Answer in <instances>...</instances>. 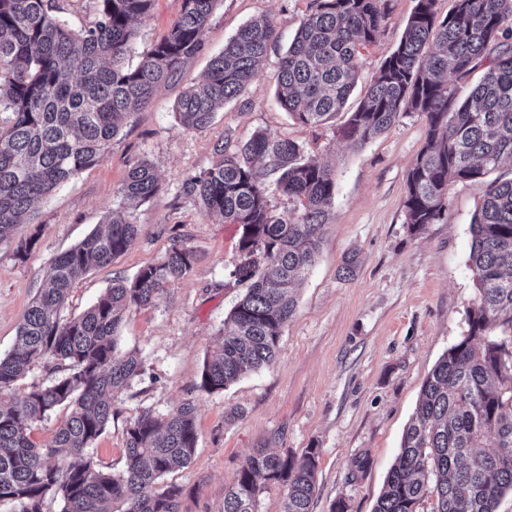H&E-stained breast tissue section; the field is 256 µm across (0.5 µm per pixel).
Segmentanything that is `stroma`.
<instances>
[{
    "label": "stroma",
    "mask_w": 512,
    "mask_h": 512,
    "mask_svg": "<svg viewBox=\"0 0 512 512\" xmlns=\"http://www.w3.org/2000/svg\"><path fill=\"white\" fill-rule=\"evenodd\" d=\"M311 0H217L205 49L156 91L124 125L104 157L34 206L31 223L0 241V357L17 344L18 328L54 258L82 241L118 208L130 167L149 159L157 193L130 215L138 233L111 264L73 285L61 315L80 316L113 280L130 279L171 247L196 254L193 270L167 285L154 305L127 312L124 350L142 372L112 402V419L91 452L118 473L126 462V428L140 413L165 414L186 401L196 406L198 443L191 463L168 474L182 495L179 512H224V489L256 449L319 452L313 512L345 498L348 512H373L399 452L422 385L439 357L467 330L465 310L476 295L468 267L470 218L483 188L448 187L444 219L410 230L403 201L408 174L426 143L424 117L410 112L383 134L353 148L341 135L345 113L312 128L292 120L276 100L278 59ZM416 0H389L374 43L360 50L355 109L371 77L400 41ZM182 0H156L135 22L130 65L161 40ZM269 17L279 41L242 94L216 113L205 132L183 129L175 104L198 81L212 56L247 21ZM258 131L298 144L305 156L334 168L336 201L322 231L315 265L297 294L275 361L221 392L200 386L207 351L221 340L224 320L243 293L228 275L238 263L240 231L208 216L183 192L184 182L211 167L216 148H235ZM33 240L27 255L21 242ZM353 273H346L348 259ZM368 466L354 473L353 461Z\"/></svg>",
    "instance_id": "stroma-1"
}]
</instances>
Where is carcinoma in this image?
I'll return each mask as SVG.
<instances>
[{
	"mask_svg": "<svg viewBox=\"0 0 512 512\" xmlns=\"http://www.w3.org/2000/svg\"><path fill=\"white\" fill-rule=\"evenodd\" d=\"M87 2L92 19L74 30L61 17L64 0H0V112L11 114L0 126V240L34 201L95 165L120 122L145 109L156 89L202 51L215 0H183L167 35L134 67L126 63L133 23L155 0ZM387 2L313 0L279 61L277 101L295 121L317 127L344 109L358 83L359 49L377 39ZM435 4L416 0L399 44L341 131L357 148L407 112L425 117L426 144L403 202L414 231L443 220L451 183H485L470 219L477 296L466 310V334L428 374L374 512H495L512 493V178L486 180L512 160V0H455L443 17ZM275 40L267 17L242 26L203 79L181 94L179 124L206 131L260 70ZM476 71L478 82L460 99L458 85ZM217 152V162L187 179L184 192L205 214L241 229L243 257L230 277L246 290L224 320L223 343L205 357L207 392L274 362L336 199L334 169L305 157L292 141L257 132L243 147L221 145ZM256 159L294 208L270 206ZM156 190L152 165L140 160L122 196L136 206ZM106 224L55 258L19 326V348L0 357V504L14 512H44L46 498L55 496L62 512H179L180 488L163 478L195 455L194 403L161 418L145 411L130 422L120 473L101 470L90 448L112 419V398L141 371L119 345L125 314L161 298L169 283L192 271L196 254L172 247L65 320L58 311L74 283L112 263L138 231L121 209ZM41 362L57 373L54 382L15 396L16 383ZM58 407L67 410L65 419L49 440L33 441L31 427ZM62 450L65 463L47 462ZM317 466L315 448L298 460L259 449L225 488L224 512H257L259 477L282 486V512H312ZM113 503L120 509H110Z\"/></svg>",
	"mask_w": 512,
	"mask_h": 512,
	"instance_id": "carcinoma-1",
	"label": "carcinoma"
}]
</instances>
